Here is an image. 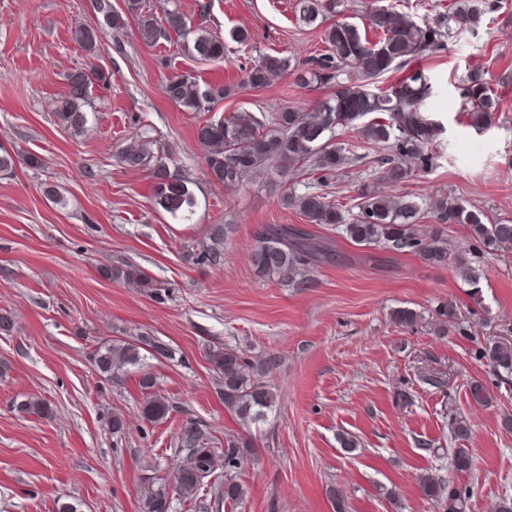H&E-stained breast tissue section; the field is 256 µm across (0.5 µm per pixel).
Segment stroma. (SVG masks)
<instances>
[{"label": "stroma", "instance_id": "stroma-1", "mask_svg": "<svg viewBox=\"0 0 512 512\" xmlns=\"http://www.w3.org/2000/svg\"><path fill=\"white\" fill-rule=\"evenodd\" d=\"M487 2V23L456 29L443 51L415 61L434 86L429 109L445 132L433 169L390 192L419 202L447 195L496 221L512 219V0ZM110 3L123 30L106 24L95 0H0V145L40 160L0 177V312L14 321L12 333L0 334V512H59L64 504L140 512L145 465L167 476L190 419L205 425L213 447L243 433L252 444L237 471L246 494L221 512H334L336 493L346 512H438L417 479L448 466L444 451L458 446L474 460L472 473L453 477L471 492L469 512H493L512 496V431L501 425L512 413V378L498 376L479 349L490 338L512 342V254L478 259L472 287L454 265L359 246L317 225L337 261L297 287L256 278L249 256L262 225L305 221L281 203L283 192H303L305 178L286 168L232 189L212 183L195 133L200 116L172 103L163 85L189 73L227 88L209 112L215 120L285 105L309 110L329 88L288 75L253 89L242 68L262 54L305 62L321 48L322 28L298 24L296 0H146L157 14L179 7L223 38V62H200L176 42H143L129 0ZM79 26L98 33L95 54L75 41ZM239 29L249 31L248 42L233 41ZM90 63L111 79L92 85L89 121L76 133L58 124L55 110L68 71ZM472 71L500 96L495 123L481 134L462 112L459 85ZM136 137L191 180L192 221L153 210L149 171L119 163L118 151ZM50 186L59 202L45 196ZM214 224L231 227L224 263L195 262ZM120 263L169 288L167 300L104 275ZM447 301L462 328L439 336L432 315ZM400 308L418 313L415 328L394 325ZM142 332L169 345L173 358L147 355L100 376L96 348ZM213 345L257 362L278 357L261 377L276 403L250 427L224 407L206 357ZM145 372L177 407L155 425L141 417ZM476 383L483 399L471 395ZM24 399L46 401L51 415L19 413ZM116 417L126 422L118 435ZM461 420L469 433L458 441L451 426ZM348 435L357 448L342 447ZM422 440L442 456L419 450Z\"/></svg>", "mask_w": 512, "mask_h": 512}]
</instances>
